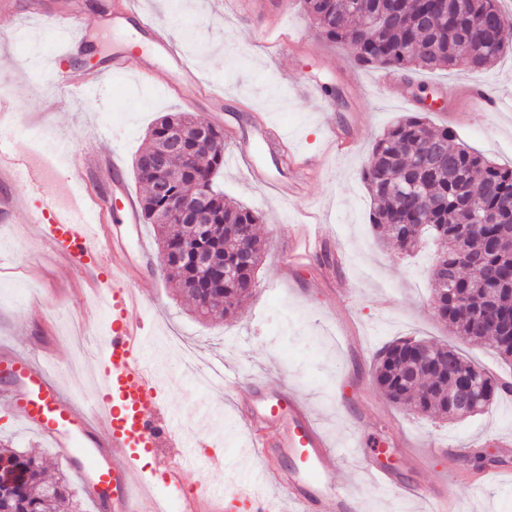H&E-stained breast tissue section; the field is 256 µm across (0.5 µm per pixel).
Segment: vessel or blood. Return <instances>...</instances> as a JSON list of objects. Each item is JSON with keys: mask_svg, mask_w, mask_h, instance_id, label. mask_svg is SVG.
<instances>
[{"mask_svg": "<svg viewBox=\"0 0 512 512\" xmlns=\"http://www.w3.org/2000/svg\"><path fill=\"white\" fill-rule=\"evenodd\" d=\"M238 14L263 11L277 25L284 0H234ZM136 28L146 48L115 56L110 76L135 74L140 83L154 84L162 66L187 69L188 60L168 29L153 18L135 16ZM63 36L62 57H69L85 37L81 19L73 14L54 17ZM59 91L66 95L96 87L100 72L51 70ZM253 123L260 136L242 151L246 179L270 184L262 162L265 149L287 150L289 136L270 129L261 118ZM58 177L80 195L66 202L53 192L31 199L21 192L24 184ZM110 176L113 193L101 191L97 182ZM28 212L37 226L42 252L62 266L81 264L84 274L104 288L112 311V327L100 342L97 391L83 405L75 404L61 389L53 353L42 351L39 360L5 349L0 361L11 364L13 386L0 392V402L16 412L20 422L51 447L62 449L85 481V490L98 512H284L293 504L298 512H352V497L337 484L334 474L340 457L318 429L307 404L300 398L263 384L242 387L239 375L224 370L218 386L236 394L241 419L256 447L270 464L241 478L228 491L192 492L188 472L194 461L186 449L191 441L176 427L161 398L162 383L150 359L153 346L141 300L131 273L147 270L151 254L142 241L141 216L115 162L114 151L90 146L65 169L32 165L0 150V222ZM176 447L167 456L165 447ZM153 456L157 480H145L138 462ZM377 484L395 496L418 498L431 512H448L451 492L437 493L419 483H403L384 467L372 468Z\"/></svg>", "mask_w": 512, "mask_h": 512, "instance_id": "b4317fda", "label": "vessel or blood"}]
</instances>
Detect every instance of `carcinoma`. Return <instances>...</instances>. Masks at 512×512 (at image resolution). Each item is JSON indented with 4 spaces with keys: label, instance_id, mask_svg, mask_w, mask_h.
Masks as SVG:
<instances>
[{
    "label": "carcinoma",
    "instance_id": "carcinoma-1",
    "mask_svg": "<svg viewBox=\"0 0 512 512\" xmlns=\"http://www.w3.org/2000/svg\"><path fill=\"white\" fill-rule=\"evenodd\" d=\"M451 13L436 12V0H302L303 9L316 34L334 45L356 49L358 67H381L406 72L441 67L453 68L466 59L471 69L489 67L503 54L512 53V38H495L487 23L506 18L501 0H453ZM202 121L187 112L161 116L147 132L149 143L140 157L156 152L169 130L177 128L184 140V151L172 164L181 173L171 184L174 196H206L210 222L206 225L181 224L172 234L162 217V200L155 186L163 173L147 164H134L147 193L140 201L145 220L156 226L162 246L169 249L167 279L175 282L180 294L193 304L203 318L222 319L251 294L255 275L264 253L263 239L256 233L262 215L245 206L224 201V192L215 188L216 174L224 168V130L209 126L213 144L200 150L195 132ZM436 145L454 160L460 177L442 168L424 173L415 169L418 153ZM463 179L478 202L503 213L499 224H472L464 240L466 249L485 254L486 268L505 280L499 293L498 314L483 322L473 319L482 284L466 274L456 281L453 299L444 301L437 317L458 336L487 343L497 355L512 365V337L506 338L499 324L512 319V167H503L475 149L454 142L446 128L431 126L422 114L405 116L391 125L375 142L364 180L374 209L372 227L403 253L417 250L424 235L438 241L443 250L434 264L453 268L461 262L460 252L451 242L457 230V210L462 197L458 179ZM495 186V193L483 189ZM422 195L416 201L400 198L396 188ZM204 249L214 265L235 266L239 276L225 284L199 280L194 266V249ZM431 359L425 366L421 357ZM375 383L395 405L415 414L448 420L463 418L454 403L458 379L473 380L482 391L476 415L495 399L512 392V384L466 361L454 348L432 341L406 337L380 352ZM0 452L10 456L25 474L15 485H0V512H56L58 504L72 491L63 478L48 480L41 461L0 442Z\"/></svg>",
    "mask_w": 512,
    "mask_h": 512
}]
</instances>
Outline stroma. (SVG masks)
<instances>
[{"label":"stroma","instance_id":"35a3bbf8","mask_svg":"<svg viewBox=\"0 0 512 512\" xmlns=\"http://www.w3.org/2000/svg\"><path fill=\"white\" fill-rule=\"evenodd\" d=\"M29 2L13 0L12 12L0 14V48L12 53L0 57V105L13 110L18 121L67 139L73 156L90 139L107 137L135 198H142L146 188L137 181L133 162L160 116L191 112L237 133L217 182L227 199L264 218L257 230L267 248L250 298L232 317L213 323L197 317L161 271L145 275L139 284L153 314V353L162 371L164 399L190 435L197 457L219 453L224 458L223 468L203 464L193 469L190 485L230 488L236 475L257 469L262 458L237 417L232 396L181 382L182 362L164 341L170 333L188 342L201 362L224 361L245 382L283 387L307 402L317 425L343 448L335 480L351 490L358 512H426L425 504L375 486L367 471L375 463L403 481L441 485L448 480V467L433 451L436 442L481 446L460 467L488 477L479 486L458 482L455 512H512V456L500 457L489 444L496 437L512 440V395L481 415L447 422L392 404L374 383L377 351L408 336L451 346L471 363L505 377L512 375V367L492 347L453 335L435 316L429 275L435 245L409 257L383 244L370 224L373 206L362 180L375 140L397 118L421 111L409 103L412 94L443 96L444 111L425 113L433 126L449 127L458 141L495 162L512 164V111L473 112L463 96L468 86L479 84L512 98V54L483 70L438 68L415 73L410 81L392 71L389 86L382 87L374 67L358 69L357 81L348 79L354 49L319 38L298 0H289L282 19L283 29L299 38L291 62L271 59L259 46L262 16H237L220 0H136L141 10L169 24L194 76L223 92V101L188 103L163 85L145 87L130 76L112 78L81 99H60L47 76L59 42L49 24L55 13L73 9L84 18L89 43L76 61L80 67L88 63L107 69L113 54L137 32L99 26L100 15L120 0H42V16L24 27L20 19ZM311 82L322 89V105L303 92ZM256 114L272 128L292 131L297 149L324 157L323 173L294 196L250 184L237 165V146L252 141ZM327 122L351 137L348 152L328 150L322 137ZM311 224L325 226L330 257L311 261L285 280L280 265L288 251V230ZM33 243L34 226L25 215L0 223V257L5 260L0 267V345L29 346L48 339L61 362L60 381L69 386L91 376L97 362L91 356L74 362L65 322L92 331L107 324L108 313L89 294L78 267L64 269L36 258ZM340 377L347 386L338 393L334 385ZM10 438L19 440L21 452L42 457L51 471L64 475L75 492L76 512H96L62 451L24 430L13 411L0 405V440ZM494 465L501 466V473H491Z\"/></svg>","mask_w":512,"mask_h":512}]
</instances>
